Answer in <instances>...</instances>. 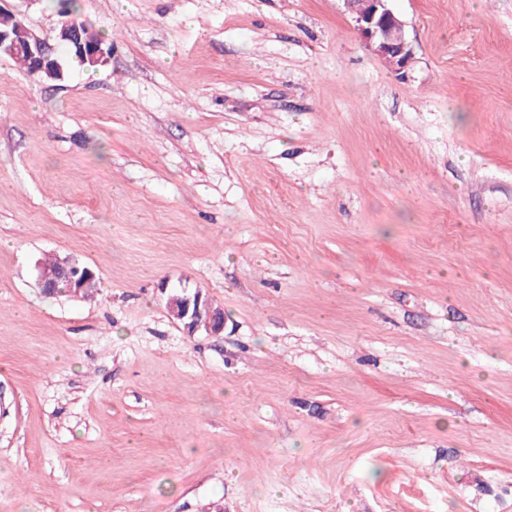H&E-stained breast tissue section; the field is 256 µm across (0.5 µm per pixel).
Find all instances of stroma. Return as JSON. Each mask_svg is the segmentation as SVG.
Returning a JSON list of instances; mask_svg holds the SVG:
<instances>
[{
    "mask_svg": "<svg viewBox=\"0 0 512 512\" xmlns=\"http://www.w3.org/2000/svg\"><path fill=\"white\" fill-rule=\"evenodd\" d=\"M78 5L105 65L0 57V512H512V0H390L402 77L343 0ZM37 269L38 283L42 290L49 295L58 292L61 282H65L71 292L78 293L83 288L86 279L95 277L94 272L89 267H81L77 261L71 259L60 260L58 266L53 268L38 263ZM65 283L60 284V291L65 290ZM96 286V279L88 281L81 291L82 296L91 295ZM167 309L173 320L179 324L188 336L203 328L211 336H220L224 331V312L201 290L188 292L167 299Z\"/></svg>",
    "mask_w": 512,
    "mask_h": 512,
    "instance_id": "1",
    "label": "stroma"
}]
</instances>
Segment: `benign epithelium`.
<instances>
[{
  "mask_svg": "<svg viewBox=\"0 0 512 512\" xmlns=\"http://www.w3.org/2000/svg\"><path fill=\"white\" fill-rule=\"evenodd\" d=\"M344 3L366 46L395 73H406L413 50L406 38L404 22L390 8L389 0H344ZM0 14L12 20V26L0 28V57L13 58L22 53L28 59L31 75L61 79L63 66L54 45L33 33L16 14L2 8ZM55 41L69 45L82 63L92 67L106 64L111 53V48L96 37L93 29L68 15L57 27ZM37 269L38 283L49 295L57 293L62 282L68 285L71 292L77 293L83 288L85 280L95 277L89 267H82L71 259L61 260L53 268L39 264ZM167 309L189 336L195 335L200 329L211 336H219L224 331V312L213 306L208 296L200 290L189 292L184 289L181 294L168 297Z\"/></svg>",
  "mask_w": 512,
  "mask_h": 512,
  "instance_id": "benign-epithelium-1",
  "label": "benign epithelium"
}]
</instances>
